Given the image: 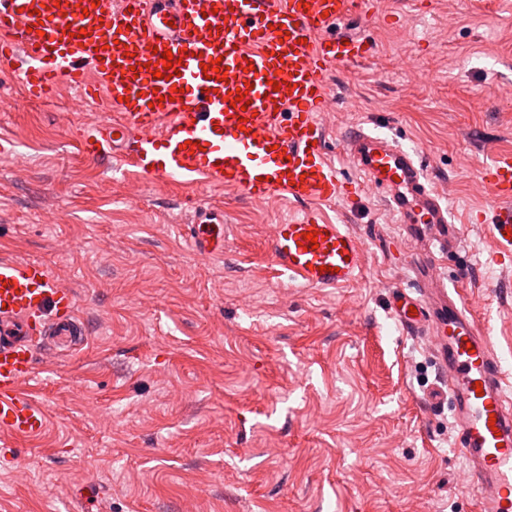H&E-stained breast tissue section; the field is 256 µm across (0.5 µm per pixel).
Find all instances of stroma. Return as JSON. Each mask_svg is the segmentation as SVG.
I'll return each mask as SVG.
<instances>
[{"mask_svg": "<svg viewBox=\"0 0 512 512\" xmlns=\"http://www.w3.org/2000/svg\"><path fill=\"white\" fill-rule=\"evenodd\" d=\"M373 53L338 70L321 121L355 191L326 205L366 243L362 275L304 288L275 265L297 204L93 163L80 129L106 116L65 87L29 100L0 64V260H37L76 298L80 334L39 353L26 390L47 421L0 456V512H474L429 343L393 318L432 258L512 365V268L488 263L495 200L481 172L512 152V0H379ZM353 127L422 158L461 229L429 253L360 190ZM224 221L227 253L179 233Z\"/></svg>", "mask_w": 512, "mask_h": 512, "instance_id": "1", "label": "stroma"}]
</instances>
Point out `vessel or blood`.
I'll list each match as a JSON object with an SVG mask.
<instances>
[{"label": "vessel or blood", "mask_w": 512, "mask_h": 512, "mask_svg": "<svg viewBox=\"0 0 512 512\" xmlns=\"http://www.w3.org/2000/svg\"><path fill=\"white\" fill-rule=\"evenodd\" d=\"M371 0H0V61L14 63L30 98L60 86L109 115L86 127L81 153L118 157L147 176L233 187L255 202L285 199L298 218L275 225L270 249L278 267L306 288H344L362 273L364 241L328 221L320 205L347 195L327 153L320 115L343 66L367 58L361 36L335 32L350 15H368ZM180 52L178 75L155 78L163 51ZM220 61L226 74L205 75ZM280 89H273V82ZM247 89L246 108L233 91ZM346 157L416 234L432 229V245L456 247L457 225L428 184L423 164L394 142L355 128ZM498 201L489 225L491 255L512 258V153L484 168ZM206 257L227 252L223 225L199 211L184 227ZM317 232V244L305 235ZM419 297L394 308L398 325L434 339L445 378L432 399L451 407L475 512H512V373L466 299L420 269ZM75 297L36 261H0V443L38 434L43 407L23 393L36 351L50 330L70 332Z\"/></svg>", "instance_id": "b4317fda"}]
</instances>
